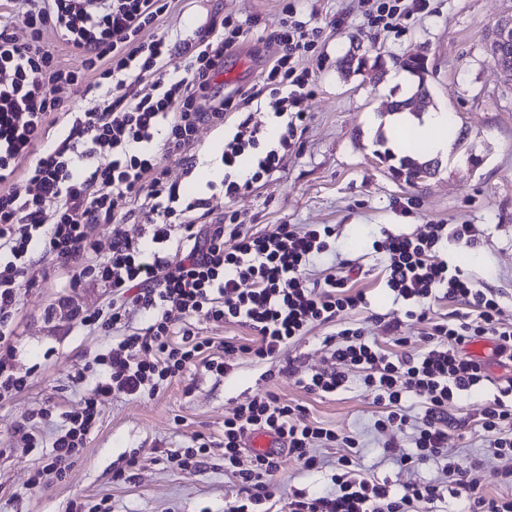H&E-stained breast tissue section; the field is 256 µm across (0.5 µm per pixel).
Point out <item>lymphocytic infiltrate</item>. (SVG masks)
I'll use <instances>...</instances> for the list:
<instances>
[{"instance_id":"lymphocytic-infiltrate-1","label":"lymphocytic infiltrate","mask_w":512,"mask_h":512,"mask_svg":"<svg viewBox=\"0 0 512 512\" xmlns=\"http://www.w3.org/2000/svg\"><path fill=\"white\" fill-rule=\"evenodd\" d=\"M172 2L24 0L23 10L0 20V401L29 387L11 364L13 313L22 286L36 281L41 263L74 266L73 280L88 277L109 288L105 308L81 323L117 336L110 349L94 356L95 395L81 411L66 415L47 464L32 481L36 488L45 476L63 475L112 395H154L191 365L228 376L235 369L229 356L236 351L258 363L277 362L313 326L369 306L365 293L336 271L320 287L308 283L307 268L336 251L333 225L275 224L257 231L235 211L218 224L187 222V214L206 209L208 200L183 198L165 165L175 157L192 166L189 150L199 126H223L228 114L269 94L278 99L275 115L284 119V130L277 145H265L250 116L241 115L224 141L225 198L251 191L276 171L307 118L311 73L303 62L316 52L319 27L298 19L295 6L285 4L281 28L263 37L272 57L262 80L227 97L215 76L248 29L227 18L220 29H207L196 43L174 50L158 32ZM51 32L82 56V71L59 64L46 43ZM176 51L182 61L168 68ZM88 71L97 72L98 80L85 82ZM68 85L97 94L100 102L71 113L67 136L40 151L48 119L61 107L53 90ZM159 134L165 143L158 153L152 143ZM247 153L253 168L242 178L236 167ZM102 154L109 157L106 164L80 173L81 160ZM135 214L147 226L150 244L123 231ZM93 224L112 225V237L103 260L83 267L80 259L98 250L89 233ZM176 228L181 236L169 255L164 247ZM450 239L472 246L478 231L472 224H431L419 234L391 235L376 244L385 255L384 286L395 305L387 323L394 350L381 349L363 328L342 326L323 340L331 368L300 380L322 396L346 388L350 374L359 373L360 384L383 408L374 429L383 438L384 456L407 473V481L395 489L388 480L364 477L356 435L310 422L303 408L268 391L224 419V470L246 495L229 512H264L281 468L280 455L245 448V435L254 431L281 438L287 456L306 472L325 467L320 449L341 451L332 489L295 491L288 512H431L450 494L465 497L467 512H512V378L490 383L484 363L465 351L471 341L489 339L512 361V323L493 288L441 259L440 248ZM440 299L461 302L464 309L432 320L431 306ZM133 308L147 320L131 332L127 316ZM411 321L424 327L422 346L413 353L403 333ZM235 324L251 329L252 338L239 345L200 332L204 325ZM484 389L489 395L478 424L487 453L499 462L493 472L502 489L498 495L477 493L470 473L479 458L461 464L448 446L449 431L466 428L449 417V403ZM411 399L422 404V416L411 415ZM391 429L411 431V448H396L387 436ZM431 465L441 466L440 476L414 479L415 470Z\"/></svg>"}]
</instances>
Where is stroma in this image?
I'll use <instances>...</instances> for the list:
<instances>
[{
    "label": "stroma",
    "instance_id": "1",
    "mask_svg": "<svg viewBox=\"0 0 512 512\" xmlns=\"http://www.w3.org/2000/svg\"><path fill=\"white\" fill-rule=\"evenodd\" d=\"M295 6L299 14L314 15L321 29L317 52L305 61L313 78L295 149L284 155L278 171L230 200L208 188L224 178V131L204 126L192 149V177H184L181 163L171 159L170 180L179 182L184 194L209 199L212 224L233 209L258 230L284 223L335 225L339 261L358 268L356 285L366 290L370 311L381 316L390 311L391 301L382 288L384 256L373 251L374 241L417 234L430 224L476 225L477 246L451 240L442 256L494 288L505 319L512 322V82H505L484 51L487 33L512 14V0H428L427 8L405 20L400 32L380 34L365 18L366 11L375 10V0H295ZM282 7L281 0H176L160 30L181 43L228 15L243 24L258 19L256 32L224 59L231 80L223 90L231 95L253 84L265 68L271 51L259 35L279 29ZM352 53L366 58L365 67L355 73L345 67ZM409 56L426 58L432 107L469 130L466 146H474L481 157L478 167L468 166L466 146H460L433 178L413 186L379 159V137L391 123L387 103L401 92L391 73ZM110 296L95 281L75 282L66 271L51 267L45 277L22 288L13 317L14 366L31 385L0 401V512H72L76 502L91 512H225L243 494L225 474L221 454H211L202 467L181 470L171 467L163 452L191 447L196 434L222 441L225 416L268 390L304 406L307 419L359 434L364 443L359 463L367 477L388 479L396 488L406 480V473L383 460L372 432L378 408L363 386L353 383L320 396L298 382L299 374L330 367L322 340L336 325L328 323L313 326L289 345L286 355L299 360V374L273 372L238 354L236 371L226 378L193 367L155 395H113L62 478L32 488L65 414L80 410L94 394L93 379L78 381L74 375L113 337L84 327L80 319L104 308ZM62 303L71 304V317L56 314ZM41 407L51 414L40 423V443L33 447L17 428ZM133 457L139 463L132 468L128 461ZM123 469L129 470V480L114 481ZM333 472L329 466L303 473L293 460L283 459L269 512H286L294 490L311 493L329 486Z\"/></svg>",
    "mask_w": 512,
    "mask_h": 512
}]
</instances>
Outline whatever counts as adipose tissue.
I'll use <instances>...</instances> for the list:
<instances>
[{
	"instance_id": "ef3b65f1",
	"label": "adipose tissue",
	"mask_w": 512,
	"mask_h": 512,
	"mask_svg": "<svg viewBox=\"0 0 512 512\" xmlns=\"http://www.w3.org/2000/svg\"><path fill=\"white\" fill-rule=\"evenodd\" d=\"M396 121L401 127L396 141L401 152L412 156L422 153L432 158L447 153V112L430 111L419 119L401 114Z\"/></svg>"
}]
</instances>
